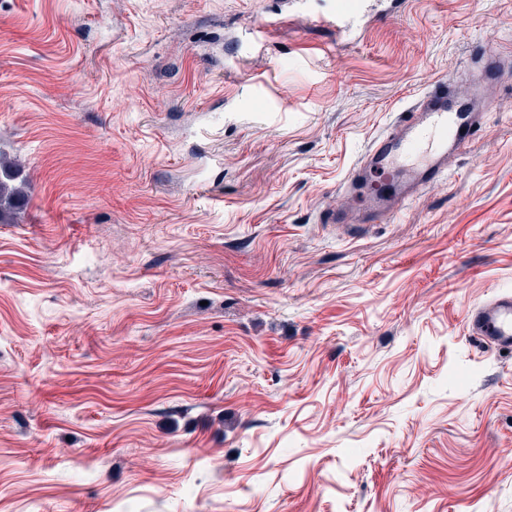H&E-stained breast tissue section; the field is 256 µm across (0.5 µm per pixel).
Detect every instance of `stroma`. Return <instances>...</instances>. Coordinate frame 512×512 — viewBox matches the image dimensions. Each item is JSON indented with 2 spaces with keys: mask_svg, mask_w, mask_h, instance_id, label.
I'll use <instances>...</instances> for the list:
<instances>
[{
  "mask_svg": "<svg viewBox=\"0 0 512 512\" xmlns=\"http://www.w3.org/2000/svg\"><path fill=\"white\" fill-rule=\"evenodd\" d=\"M0 0V512H512V80L394 222L349 169L512 0ZM26 178L16 159L0 157V224H17L26 205ZM466 334L498 352H512V292L496 291L470 307Z\"/></svg>",
  "mask_w": 512,
  "mask_h": 512,
  "instance_id": "1",
  "label": "stroma"
}]
</instances>
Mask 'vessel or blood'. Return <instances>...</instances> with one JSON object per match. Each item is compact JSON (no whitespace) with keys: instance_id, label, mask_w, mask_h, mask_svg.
<instances>
[{"instance_id":"b4317fda","label":"vessel or blood","mask_w":512,"mask_h":512,"mask_svg":"<svg viewBox=\"0 0 512 512\" xmlns=\"http://www.w3.org/2000/svg\"><path fill=\"white\" fill-rule=\"evenodd\" d=\"M482 118L472 100L454 94L451 77L435 79L349 171L345 186L355 207L326 210L325 223L393 222L447 175L450 159L469 150ZM466 333L487 348L512 352V292H494L470 307Z\"/></svg>"}]
</instances>
